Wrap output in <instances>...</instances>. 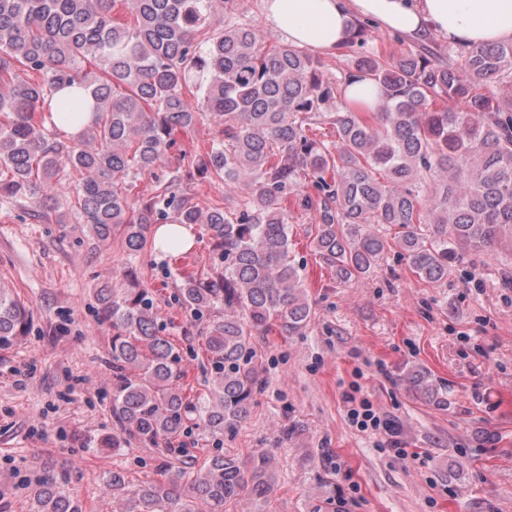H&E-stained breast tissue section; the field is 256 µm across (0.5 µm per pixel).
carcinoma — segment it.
<instances>
[{
  "mask_svg": "<svg viewBox=\"0 0 512 512\" xmlns=\"http://www.w3.org/2000/svg\"><path fill=\"white\" fill-rule=\"evenodd\" d=\"M237 0H0V209L43 224L88 227L93 245L122 236L131 258L155 224L204 230L220 264L184 273L175 299L198 321L210 366L208 394H185L184 350L162 334L152 289L137 270L95 290L112 326V416L121 433L183 450L187 422L216 442L166 479L131 485L112 468L100 488L112 512H258L275 458L224 451L263 379L252 336H296L311 306L290 256L288 211L315 213L316 252L336 278L356 283L389 248L371 224L398 229L400 256L420 280L448 279L461 258L512 248V41L431 51L357 54L352 71L379 87L376 111L350 110L345 80L292 43L266 44L236 18ZM354 23L345 52L364 47ZM200 94V101L191 97ZM206 114L217 131L202 155L176 153ZM58 123L80 127L62 136ZM329 124L335 136L309 135ZM153 192L137 191L144 176ZM216 178L229 202L200 205L194 187ZM30 312L0 289V350L23 341ZM411 395L444 405L421 366L403 374ZM72 471L46 472L31 491L38 512H83Z\"/></svg>",
  "mask_w": 512,
  "mask_h": 512,
  "instance_id": "carcinoma-1",
  "label": "carcinoma"
}]
</instances>
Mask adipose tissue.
<instances>
[{"label": "adipose tissue", "instance_id": "ef3b65f1", "mask_svg": "<svg viewBox=\"0 0 512 512\" xmlns=\"http://www.w3.org/2000/svg\"><path fill=\"white\" fill-rule=\"evenodd\" d=\"M263 10L289 42L323 54L342 47L360 18L415 41L434 35L472 47L512 40V0H263Z\"/></svg>", "mask_w": 512, "mask_h": 512}]
</instances>
